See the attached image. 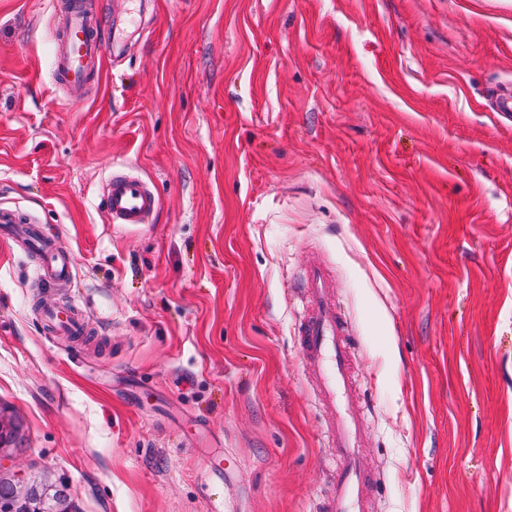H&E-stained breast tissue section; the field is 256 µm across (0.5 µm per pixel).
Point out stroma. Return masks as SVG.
Here are the masks:
<instances>
[{
	"label": "stroma",
	"instance_id": "1",
	"mask_svg": "<svg viewBox=\"0 0 512 512\" xmlns=\"http://www.w3.org/2000/svg\"><path fill=\"white\" fill-rule=\"evenodd\" d=\"M61 0H0V207L74 257L53 341L0 240V479L74 512H310L324 421L298 353L310 256L356 339L373 512H512V0H85L115 34L78 99ZM132 171L159 205L101 206ZM237 465L212 482L207 463ZM111 224L135 228L148 224L158 207V198L140 177L118 173L105 183L102 193ZM44 316L54 334L77 338L89 334L87 323L75 305L70 311L56 310L51 306H46Z\"/></svg>",
	"mask_w": 512,
	"mask_h": 512
}]
</instances>
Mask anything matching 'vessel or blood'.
<instances>
[{"instance_id":"vessel-or-blood-1","label":"vessel or blood","mask_w":512,"mask_h":512,"mask_svg":"<svg viewBox=\"0 0 512 512\" xmlns=\"http://www.w3.org/2000/svg\"><path fill=\"white\" fill-rule=\"evenodd\" d=\"M61 44L55 72L57 84L84 86L106 49L96 26L79 7L69 11L65 28L57 34ZM110 223L135 228L149 223L158 207V198L140 177L118 173L105 183L102 193ZM24 238L31 245L36 262V277L43 287L52 289L69 282L73 272L72 253L46 244L35 229L19 222L16 215L0 210V238ZM300 311L297 317L300 353L311 375L316 403L328 417L325 445L331 450L330 472L333 492L319 500L315 512H367L361 495L363 481L356 458L364 436V415L359 408L341 407L338 392L354 389L356 379L350 370L355 349L353 331L336 302V282L325 262L308 260L298 285ZM44 316L52 332L82 337L88 326L78 308L59 311L45 307Z\"/></svg>"}]
</instances>
